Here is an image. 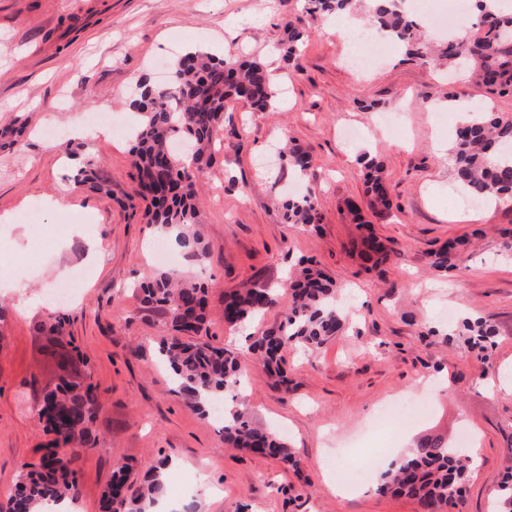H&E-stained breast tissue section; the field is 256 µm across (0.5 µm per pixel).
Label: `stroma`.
Listing matches in <instances>:
<instances>
[{
	"label": "stroma",
	"mask_w": 512,
	"mask_h": 512,
	"mask_svg": "<svg viewBox=\"0 0 512 512\" xmlns=\"http://www.w3.org/2000/svg\"><path fill=\"white\" fill-rule=\"evenodd\" d=\"M306 0H0V126L24 124L18 147L0 149V499L22 464L49 441L38 418L43 388L61 369L58 348L41 322L67 318L65 342L74 372L97 388L101 406L92 446L74 461L78 512H102L112 472L130 464L143 475L158 458L170 501L197 512H415L403 496L376 490L374 459L385 443L406 439L456 443L471 436L477 465L464 512H491L492 494L512 454V390L486 380L512 366V203L458 206V186L436 141L452 144L448 96L512 114V95H493L466 70L454 77L406 60L391 48L380 60L351 65L347 44L310 18ZM302 23L300 70L283 61L284 27ZM263 61L285 93L276 109H224V147L198 174L199 221L212 253L187 260L169 244L176 269L209 288V335L232 344L226 294L246 284L278 289L258 329L276 327L290 296L281 285L311 261L353 305L348 329L318 351L284 353L287 385L248 368L242 400L256 423L275 429L302 460L300 469L225 447L213 415L192 411L173 392L158 344L163 318L141 302L135 285L154 269L160 232L131 206L136 186L130 141L72 137V121L109 112L126 124L130 91L143 73L159 77L185 50L223 56L225 46ZM401 112V124L380 123ZM56 138H46V129ZM308 152L312 167L295 179L274 153L285 141ZM377 156L390 178L393 208L364 209L351 223L344 202L363 205L362 152ZM107 187H75L86 160ZM312 194L319 228L285 223L278 205L293 188ZM70 194L69 207L53 202ZM374 235L386 248L381 271H369L356 247ZM456 242V266L431 268V254ZM85 279L62 309L44 292L74 270ZM486 318L494 345L469 351L443 342L446 311ZM433 377L453 391L435 397L417 381ZM427 401L419 418L376 417L384 400Z\"/></svg>",
	"instance_id": "stroma-1"
}]
</instances>
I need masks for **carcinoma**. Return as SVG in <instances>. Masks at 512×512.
<instances>
[{
	"instance_id": "carcinoma-1",
	"label": "carcinoma",
	"mask_w": 512,
	"mask_h": 512,
	"mask_svg": "<svg viewBox=\"0 0 512 512\" xmlns=\"http://www.w3.org/2000/svg\"><path fill=\"white\" fill-rule=\"evenodd\" d=\"M308 2L310 13H342L350 8V0ZM371 2L373 21L402 46L407 58L434 65L445 60L450 66L465 60L476 83L494 94L512 93V13L488 7L490 0H476L479 17L474 33L464 38L448 36L444 48L434 55L421 40L414 15L399 8L396 0ZM302 37L299 27L288 24L281 51L283 59L297 69ZM170 82L176 93L174 106L169 105L171 94L146 74L139 78L138 92L129 102L130 109L141 116L132 135L137 194L144 203V223L176 232L187 256L199 259L209 254L211 246L194 230L198 200L194 172L208 165L224 143L226 101H246L255 111L268 112L275 106L277 91L262 63L214 57L196 49L187 50L175 62ZM499 152L512 157V115L473 110L472 119L457 129L450 153L456 179L470 198H512V161L497 160ZM361 162L366 170L369 209L390 213V182L382 162L367 154ZM287 163L304 176L310 169L309 155L296 146L288 148ZM281 209L289 224L314 227L322 221L317 203L309 195L289 198L281 203ZM454 250L455 244L450 243L433 252L431 266L448 271ZM140 293L143 303L162 311L166 318L159 355L175 376L174 392L200 414L224 402V393L240 386L248 365L257 362L282 377L284 348L315 352L349 322L331 280L307 267L292 286V300L282 311L281 323L252 337L245 354L206 341L185 340L208 334V290L204 284L176 270L158 268L141 282ZM276 302L268 288H246L224 297V320L236 325L255 319ZM462 326L461 336L471 350H486L497 336L495 326L484 318H466ZM98 407V394L90 384L62 380L45 390L38 417L53 439L38 463L21 465L6 500L0 502V512H47L50 503L76 499L74 458L58 456L57 449L86 444ZM221 437L227 447L249 449L294 468L300 466L278 435L254 424L239 406L224 409ZM509 462L494 491V512H512V454ZM166 465L165 459L151 465L137 486L128 482L129 467L119 466L102 494L103 512H150L158 501ZM470 474V456L440 440L423 438L409 456L381 472L378 491L406 496L415 503L416 512H461Z\"/></svg>"
}]
</instances>
